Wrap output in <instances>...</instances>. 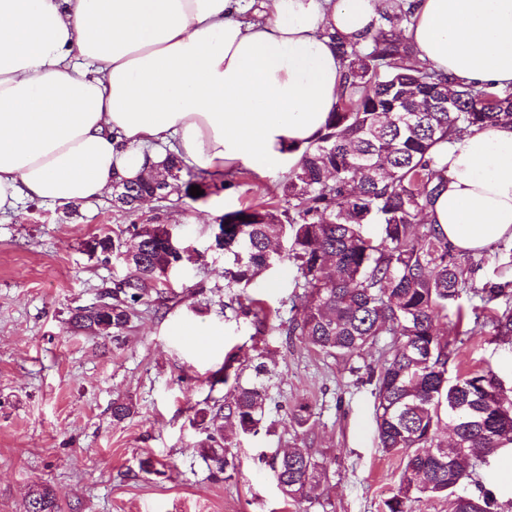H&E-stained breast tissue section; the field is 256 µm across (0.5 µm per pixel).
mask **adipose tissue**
Instances as JSON below:
<instances>
[{
    "label": "adipose tissue",
    "instance_id": "1",
    "mask_svg": "<svg viewBox=\"0 0 512 512\" xmlns=\"http://www.w3.org/2000/svg\"><path fill=\"white\" fill-rule=\"evenodd\" d=\"M377 0H0V212L60 206L158 171H289L339 100L328 38L378 25ZM405 36L461 83L512 85V0H413ZM425 212L457 250L512 242V125L437 149Z\"/></svg>",
    "mask_w": 512,
    "mask_h": 512
}]
</instances>
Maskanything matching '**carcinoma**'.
Wrapping results in <instances>:
<instances>
[{"label":"carcinoma","instance_id":"cac0c4a2","mask_svg":"<svg viewBox=\"0 0 512 512\" xmlns=\"http://www.w3.org/2000/svg\"><path fill=\"white\" fill-rule=\"evenodd\" d=\"M412 9L380 12L376 29L361 41L325 32L341 57L345 75L336 109L324 133L288 171L275 205L227 212L224 287L246 290L286 261L303 289L292 303L286 335L325 358L365 371L374 396L376 439L403 460L395 492L384 512H414L423 496L451 499L452 512H504L495 493L473 478L499 450L512 447V399L498 372L487 367L461 379L448 377L465 336H488L512 346V243L498 244L500 264L477 279L482 259L455 252L436 225L422 220L446 179L434 149L461 134L512 123V87L464 85L453 76L413 61L404 37ZM206 191L205 172L169 154L162 171L112 185V207L133 212L159 188L167 196ZM379 227L378 237L365 226ZM121 237L95 236L87 250L103 259L116 253L129 273L104 309L73 315L71 323L96 333H119L130 310L169 286L171 273L191 260L176 255L166 224H130ZM455 310L453 331L439 328ZM236 315L255 334L275 329L280 308L238 302ZM391 340L380 345L382 337ZM381 348L378 367L360 366L362 355ZM266 390L234 380L231 398L219 406L237 434H256L263 422ZM311 406L291 410L294 426L306 427ZM450 440L440 439L442 430ZM223 426L208 429L197 451L215 474L235 468ZM287 500L301 504L329 477L325 459L309 448L271 457ZM26 512H57L50 490L37 488Z\"/></svg>","mask_w":512,"mask_h":512}]
</instances>
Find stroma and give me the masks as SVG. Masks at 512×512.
Instances as JSON below:
<instances>
[{"label": "stroma", "instance_id": "35a3bbf8", "mask_svg": "<svg viewBox=\"0 0 512 512\" xmlns=\"http://www.w3.org/2000/svg\"><path fill=\"white\" fill-rule=\"evenodd\" d=\"M283 172L247 173L238 187L195 199L170 196L124 214L111 196L61 207L21 201L0 214V512H25L31 491L49 487L58 512H382L400 457L375 440L370 386L279 327L263 335L225 316V256L213 249L224 213L278 200ZM130 224L168 225L192 261L170 277L162 299L136 307L119 338L73 328L76 308L103 303L127 273L124 260L87 252L91 237ZM291 268L261 277L249 296L289 311ZM244 384L264 386L262 431L240 435L230 479L212 477L196 451L206 431L198 410L230 391L224 359ZM267 371L256 374V364ZM490 365L512 375V351L484 337L465 340L450 376ZM133 406L123 422L112 403ZM313 406L308 429L290 407ZM312 449L334 478L302 506L285 503L268 465L276 449ZM153 460L154 474L141 472Z\"/></svg>", "mask_w": 512, "mask_h": 512}]
</instances>
